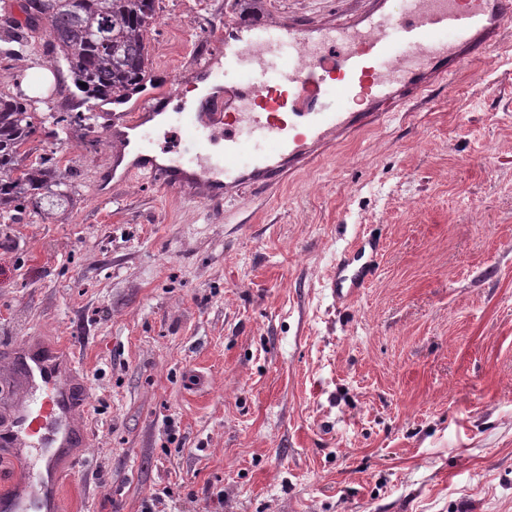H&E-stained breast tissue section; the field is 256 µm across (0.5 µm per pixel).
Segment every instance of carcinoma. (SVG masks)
Masks as SVG:
<instances>
[{
    "label": "carcinoma",
    "mask_w": 512,
    "mask_h": 512,
    "mask_svg": "<svg viewBox=\"0 0 512 512\" xmlns=\"http://www.w3.org/2000/svg\"><path fill=\"white\" fill-rule=\"evenodd\" d=\"M21 10L23 22L6 7L0 13L1 60H20L39 34L51 66L71 73L88 98L122 100L144 79L156 0H22ZM85 120L80 112L41 114L35 100L0 90V224L49 219L71 200V184L57 163L39 157L25 164L23 157L38 125H52L57 139Z\"/></svg>",
    "instance_id": "carcinoma-1"
}]
</instances>
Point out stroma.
Segmentation results:
<instances>
[{
	"mask_svg": "<svg viewBox=\"0 0 512 512\" xmlns=\"http://www.w3.org/2000/svg\"><path fill=\"white\" fill-rule=\"evenodd\" d=\"M236 2L158 0L159 89L191 91ZM86 105L31 143L74 204L0 226V372L47 343L88 387L65 512H512L511 30L218 218L145 176L97 196L112 119Z\"/></svg>",
	"mask_w": 512,
	"mask_h": 512,
	"instance_id": "35a3bbf8",
	"label": "stroma"
}]
</instances>
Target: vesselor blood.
<instances>
[{"instance_id":"obj_1","label":"vessel or blood","mask_w":512,"mask_h":512,"mask_svg":"<svg viewBox=\"0 0 512 512\" xmlns=\"http://www.w3.org/2000/svg\"><path fill=\"white\" fill-rule=\"evenodd\" d=\"M511 28L512 0H364L336 22L228 18L193 64L213 96L167 114L172 144L161 151L153 113L113 114L112 157L134 152L123 179L145 175L219 207L242 189L278 184L312 147L401 110ZM6 357L22 382L0 384L11 395L0 454L25 476L0 491V512H63L65 469L90 443L79 419L86 389L55 349L17 345Z\"/></svg>"}]
</instances>
